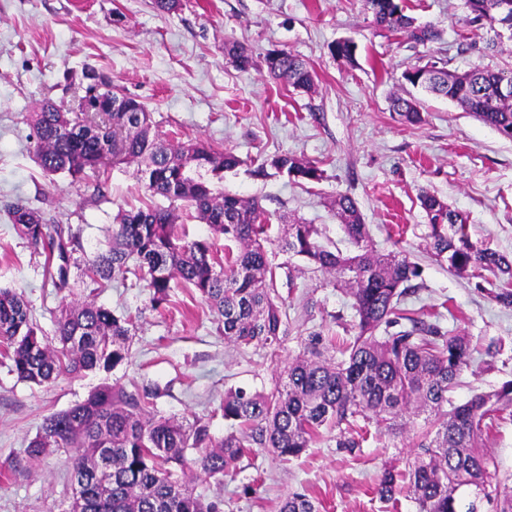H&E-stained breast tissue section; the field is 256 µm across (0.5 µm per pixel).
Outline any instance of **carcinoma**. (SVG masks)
<instances>
[{
    "instance_id": "obj_1",
    "label": "carcinoma",
    "mask_w": 512,
    "mask_h": 512,
    "mask_svg": "<svg viewBox=\"0 0 512 512\" xmlns=\"http://www.w3.org/2000/svg\"><path fill=\"white\" fill-rule=\"evenodd\" d=\"M359 2L381 29L416 44L438 39L433 27L405 14L402 0ZM465 6L476 21L512 29V0H465ZM224 57L240 70L254 66L252 51L236 40L224 39ZM264 61L272 78L296 90L314 88L316 72L298 56L279 50ZM506 77L512 80V70L481 66L457 72L415 65L402 73L407 84L447 98L512 140V97L497 93ZM77 78L72 104L45 98L29 113L41 168L82 182L116 164L134 163L144 193L170 203L119 211L108 246L79 263L87 286L128 280L149 289L156 309L176 282L208 304L225 342L238 349L279 347L286 325L277 265L267 249L266 211L259 198L224 193L200 174L229 171L242 160L202 141H163L143 103L100 90L83 72ZM109 95L120 105L106 112ZM391 105L404 123L423 121L414 97L396 95ZM270 164L307 182L323 176L315 163L290 153L275 155ZM419 202L436 260L460 277L482 279L481 291L512 308V257L474 243L466 218L444 199L423 191ZM180 205L224 237V253L207 240L187 239L178 224ZM333 206L354 252L322 242L315 225L298 222L287 225L281 251L304 258L313 271L333 276L349 291L354 319L347 323L335 316L344 335L309 333L303 354L284 364L269 394L243 387L226 391L220 410L230 431L218 442L199 420L157 415L155 393L117 385H102L46 416L25 449V461L34 468L53 451L68 455L72 494L66 512H224V500L195 493L197 476L222 482L257 448L290 460L334 437L336 447L351 453L369 440L370 423L395 434L421 416L425 429L413 458L402 470L382 469L379 497L390 501L404 491L417 512H512V479L498 478L484 444L503 414L512 417V380L455 403L450 392L471 367V338L444 328L432 311L407 308L420 288L422 267L401 250L379 251L350 195L337 194ZM9 219L44 255L45 280L61 295L51 343L34 323L24 295L0 288V357L11 371L42 385L128 361L132 317L63 295L74 254L81 250L80 229L19 203ZM277 512H318V506L295 490Z\"/></svg>"
}]
</instances>
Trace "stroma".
Listing matches in <instances>:
<instances>
[{"mask_svg": "<svg viewBox=\"0 0 512 512\" xmlns=\"http://www.w3.org/2000/svg\"><path fill=\"white\" fill-rule=\"evenodd\" d=\"M404 3L438 40L423 46L376 29L358 0H183L171 14L157 12L151 0H0V287L22 292L43 334L54 336L60 298L44 283L42 256L13 228L9 207L20 202L79 228L91 252L107 239L119 209L150 202L132 168L74 185L63 175L45 176L32 157L27 114L46 97L71 100L67 73L90 64L111 76L117 92L147 107L163 139H200L239 156L241 166L225 172L220 187L261 199L273 245H280L288 216L343 244L331 202L339 193L354 198L376 247L401 245L422 266L424 286L409 307L448 305L445 328L480 346L492 339L501 345L493 371L476 361L463 374L455 402L512 379V309L435 260L418 201L424 190L444 199L466 216L473 240L512 256V140L443 97L421 94L423 120L415 126L403 124L390 106L394 95L408 92L402 73L412 65L512 69V32L471 22L464 0ZM228 37L258 59L277 49L298 55L317 74L314 89L296 91L261 65L236 69L224 58ZM344 39L357 46L354 60L331 51ZM283 152L317 163L323 180L297 181L271 167L255 175L257 162ZM276 260L287 316L277 353L227 344L214 314L189 289L171 288L167 303L154 309L146 289L115 283L96 301L139 314L129 363L43 385L19 380L0 363V512H65L67 455L50 454L18 472L13 465L45 416L98 386L153 391L159 414L206 422L220 439L228 430L220 411L227 389L270 392L309 333L341 334L335 317L352 318L351 298L331 277L307 271L301 258L281 252ZM416 443L413 430L374 435L352 453L324 441L288 462L260 449L223 483L202 477L196 490L223 498L225 512H276L295 489L307 490L320 512H415L408 498L388 503L374 487L383 467L404 468ZM249 484L254 492L247 495Z\"/></svg>", "mask_w": 512, "mask_h": 512, "instance_id": "35a3bbf8", "label": "stroma"}]
</instances>
